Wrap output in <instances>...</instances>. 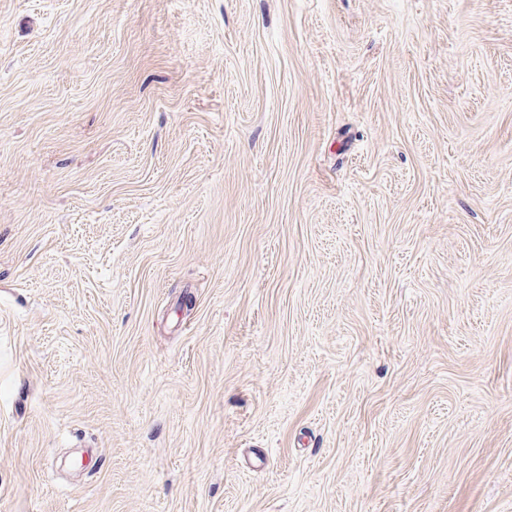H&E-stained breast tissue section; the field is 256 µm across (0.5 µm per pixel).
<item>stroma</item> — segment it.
<instances>
[{
	"label": "stroma",
	"mask_w": 512,
	"mask_h": 512,
	"mask_svg": "<svg viewBox=\"0 0 512 512\" xmlns=\"http://www.w3.org/2000/svg\"><path fill=\"white\" fill-rule=\"evenodd\" d=\"M0 512H512V0H0Z\"/></svg>",
	"instance_id": "35a3bbf8"
}]
</instances>
